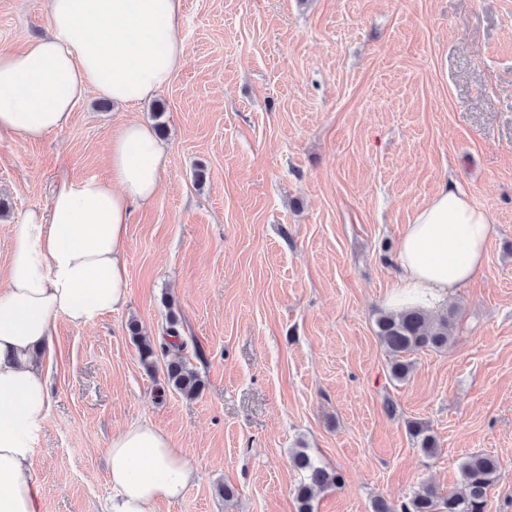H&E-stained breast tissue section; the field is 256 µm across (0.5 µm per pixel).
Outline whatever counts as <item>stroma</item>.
Returning a JSON list of instances; mask_svg holds the SVG:
<instances>
[{"instance_id":"stroma-1","label":"stroma","mask_w":512,"mask_h":512,"mask_svg":"<svg viewBox=\"0 0 512 512\" xmlns=\"http://www.w3.org/2000/svg\"><path fill=\"white\" fill-rule=\"evenodd\" d=\"M48 30L43 0H0V50ZM179 38L183 64L150 101L123 112L91 90L40 140L0 134V277L12 226L47 210L59 172L106 176L123 123L162 126L166 157L131 209L126 307L57 316L40 358L39 512H102L106 450L134 423L196 471L156 512H298L301 447L344 476L314 512L460 490L474 452L498 462L489 512H512V0H184ZM446 183L497 232L449 299L447 349L414 354L399 382L376 319L407 224ZM172 316L178 345L145 365L130 323L155 340ZM177 359L198 397L167 386ZM409 435L420 450L433 456L437 450V441L432 431L421 422H412L408 427Z\"/></svg>"}]
</instances>
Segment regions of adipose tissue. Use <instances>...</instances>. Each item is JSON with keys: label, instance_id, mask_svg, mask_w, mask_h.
<instances>
[{"label": "adipose tissue", "instance_id": "ef3b65f1", "mask_svg": "<svg viewBox=\"0 0 512 512\" xmlns=\"http://www.w3.org/2000/svg\"><path fill=\"white\" fill-rule=\"evenodd\" d=\"M46 36L0 51V132L38 140L62 128L88 90L118 108L151 98L180 68L183 0H45ZM165 159L150 127L131 121L113 137L108 175L56 177L47 214L12 227L0 280V512H38L28 474L48 421L50 389L39 366L57 315L90 325L128 300L126 241L133 201L160 190ZM496 232L490 214L453 185L442 186L407 225L387 295L393 311H434L479 275ZM104 512H154L179 500L195 478L168 435L133 424L106 451Z\"/></svg>", "mask_w": 512, "mask_h": 512}]
</instances>
